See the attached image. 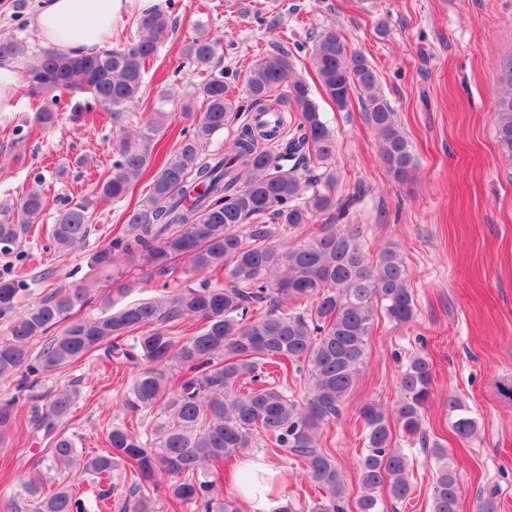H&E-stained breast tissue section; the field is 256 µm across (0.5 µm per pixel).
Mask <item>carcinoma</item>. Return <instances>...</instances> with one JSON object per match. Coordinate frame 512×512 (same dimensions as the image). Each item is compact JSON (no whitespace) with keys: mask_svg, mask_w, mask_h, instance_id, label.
<instances>
[{"mask_svg":"<svg viewBox=\"0 0 512 512\" xmlns=\"http://www.w3.org/2000/svg\"><path fill=\"white\" fill-rule=\"evenodd\" d=\"M172 30L166 10L142 13L131 40L90 57L53 49L28 53L22 41L0 39V60L21 66L27 94L74 91L91 101L73 105L70 120L83 123L92 105L104 106L117 128L112 170L91 194L58 209L50 238L55 252L84 246L92 213L100 204L126 198L135 183L152 174L150 189L113 229L109 244L90 257L98 267L142 261L156 276H169L180 262L184 280L169 291L117 311L91 313L92 289L57 287L16 311L20 280L0 275V380L61 372L77 361L112 360L135 370L120 398L134 423H115L106 448L83 458L82 471L108 482L119 470L130 475L131 512H155L159 490L172 512H239V502L221 493L219 468L256 447L258 436L305 462L307 478L320 496L306 505L275 498V512H384L383 497L399 502L412 490L411 463L393 445L395 429L405 441L431 446L436 461L430 512H461L457 471L448 449L429 441L425 410L432 396L433 369L424 354L413 355L398 380L393 414L377 403L359 409L364 452L357 462L360 495L349 501L334 459L319 449L322 425L338 418L364 370L378 312L397 326L414 317L416 295L403 255L394 248L370 258L361 227L352 216L360 193L336 200L334 130L297 76L288 50L275 45L247 71L245 95L262 111L274 102L273 124L253 117L242 124L223 157L208 146L242 111L226 90L224 71H211L218 41L200 32L183 48L196 69L208 71L201 95L205 111L192 118L175 151L158 161L155 137L175 122V113L147 112L130 126V107L140 103L144 75L161 40ZM317 80L340 109L357 95L377 133L378 158L399 182L414 169L411 143L396 113L379 92L378 76L366 57L348 49L338 34L320 36L312 50ZM496 105V138L512 157V70ZM62 98L37 106L34 121L55 123ZM49 207L41 176L15 198L0 200V242L13 253L20 234L40 222ZM197 324L187 332L183 322ZM45 340L33 353L34 342ZM305 377L297 399L269 375ZM19 423L15 401H0V443L26 427L47 439L55 466L78 458L76 443L59 429L76 392L43 394ZM450 430L461 444L472 442L477 423L466 406L448 396ZM34 470L21 486L34 512H86L81 499L61 487L41 492Z\"/></svg>","mask_w":512,"mask_h":512,"instance_id":"carcinoma-1","label":"carcinoma"}]
</instances>
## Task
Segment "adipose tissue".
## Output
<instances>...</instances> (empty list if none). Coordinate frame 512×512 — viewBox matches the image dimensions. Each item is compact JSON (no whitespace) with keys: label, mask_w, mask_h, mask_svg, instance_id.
<instances>
[{"label":"adipose tissue","mask_w":512,"mask_h":512,"mask_svg":"<svg viewBox=\"0 0 512 512\" xmlns=\"http://www.w3.org/2000/svg\"><path fill=\"white\" fill-rule=\"evenodd\" d=\"M158 0H36L30 26L39 41L63 54L93 56L111 49L119 24L134 10L156 7ZM257 458L234 466L233 480L245 512H270L268 489L255 474L266 472Z\"/></svg>","instance_id":"adipose-tissue-1"}]
</instances>
